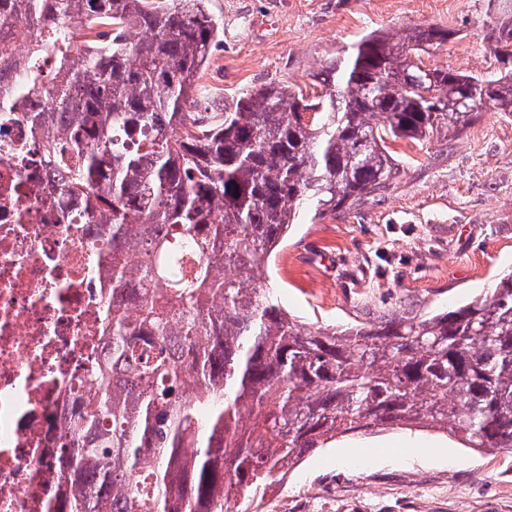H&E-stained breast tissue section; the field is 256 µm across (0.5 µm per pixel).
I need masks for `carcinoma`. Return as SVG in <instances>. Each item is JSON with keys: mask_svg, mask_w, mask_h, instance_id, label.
Listing matches in <instances>:
<instances>
[{"mask_svg": "<svg viewBox=\"0 0 512 512\" xmlns=\"http://www.w3.org/2000/svg\"><path fill=\"white\" fill-rule=\"evenodd\" d=\"M18 24L32 48L16 64ZM222 33L206 0H0V131L26 123L58 199L112 233V358L73 401L59 512H261L360 427L511 453L512 275L447 311L336 330L289 314L262 274L303 217L390 187V143L512 113V19L493 21L494 75L424 67L456 31L423 25L361 36L313 72L311 99L271 83L188 112Z\"/></svg>", "mask_w": 512, "mask_h": 512, "instance_id": "obj_1", "label": "carcinoma"}]
</instances>
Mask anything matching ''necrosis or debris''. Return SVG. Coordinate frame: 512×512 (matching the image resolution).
Segmentation results:
<instances>
[{"mask_svg": "<svg viewBox=\"0 0 512 512\" xmlns=\"http://www.w3.org/2000/svg\"><path fill=\"white\" fill-rule=\"evenodd\" d=\"M0 151V512H56L74 394L109 355L108 226L61 208L24 124Z\"/></svg>", "mask_w": 512, "mask_h": 512, "instance_id": "4bbe7bcc", "label": "necrosis or debris"}]
</instances>
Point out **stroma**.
<instances>
[{
  "label": "stroma",
  "mask_w": 512,
  "mask_h": 512,
  "mask_svg": "<svg viewBox=\"0 0 512 512\" xmlns=\"http://www.w3.org/2000/svg\"><path fill=\"white\" fill-rule=\"evenodd\" d=\"M224 33L197 79L209 111L260 85L310 90L361 35L423 24L464 31L425 66L496 72L489 16L512 0H207ZM401 173L345 215L293 225L266 272L312 328L463 304L512 273V114L482 110L455 142L399 140ZM267 512H512V454L475 452L427 427L359 428L287 474Z\"/></svg>",
  "instance_id": "35a3bbf8"
}]
</instances>
